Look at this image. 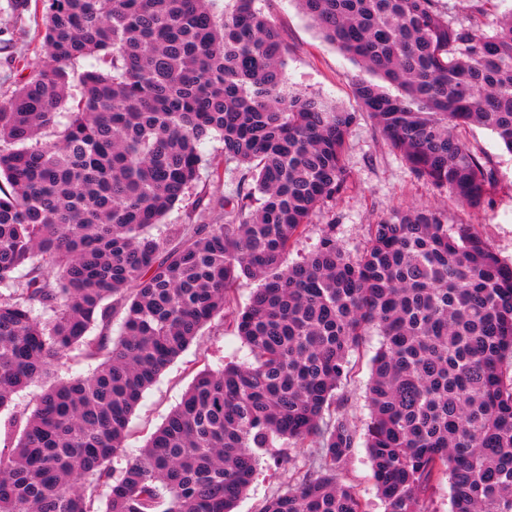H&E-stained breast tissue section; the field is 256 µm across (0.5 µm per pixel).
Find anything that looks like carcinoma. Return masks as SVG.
Returning a JSON list of instances; mask_svg holds the SVG:
<instances>
[{"mask_svg":"<svg viewBox=\"0 0 512 512\" xmlns=\"http://www.w3.org/2000/svg\"><path fill=\"white\" fill-rule=\"evenodd\" d=\"M298 2L387 83L354 94L414 174L484 206L493 172L461 130L512 153V8L491 20L492 0H468L458 21L438 0ZM43 5L47 60L0 101V412L75 350L99 364L5 421L21 433L0 448V512H232L278 443L318 452L275 457L293 483L264 512H368L336 482L360 438L387 512H439L445 481L448 512H512V264L418 206L370 225L356 257L330 224L287 261L351 188L358 113L288 90L286 45L255 0L222 19L210 0ZM213 134L242 170L236 205L203 193L188 223L153 233ZM242 278L260 288L235 311ZM226 309L252 361L198 372L116 471L144 390ZM373 328L360 435L336 390Z\"/></svg>","mask_w":512,"mask_h":512,"instance_id":"obj_1","label":"carcinoma"}]
</instances>
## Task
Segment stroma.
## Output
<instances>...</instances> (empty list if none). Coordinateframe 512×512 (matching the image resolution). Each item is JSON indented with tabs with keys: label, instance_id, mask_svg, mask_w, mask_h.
I'll list each match as a JSON object with an SVG mask.
<instances>
[{
	"label": "stroma",
	"instance_id": "stroma-1",
	"mask_svg": "<svg viewBox=\"0 0 512 512\" xmlns=\"http://www.w3.org/2000/svg\"><path fill=\"white\" fill-rule=\"evenodd\" d=\"M256 7L278 28L288 46L284 73L290 88L359 113L344 152L352 188L315 211L303 237L290 252V260H298L312 249L331 224L335 225L336 237L347 251L359 253L368 240L371 224L394 210L422 205L438 209L449 223L476 225L489 248L503 261L512 262V153L499 144L490 130L474 126L463 134L467 144L488 160L495 178L489 205L473 209L458 203L446 189L417 179L405 160L384 143L370 115L359 112L354 96L353 83L364 75V68L325 41L296 0H256ZM45 56L42 0H28L27 8L19 14L9 10L7 0H0V101L10 98L22 72L40 68ZM221 151L219 137L211 136L202 142L200 184L209 195L230 201L237 193L239 171L235 163L223 160ZM380 341L377 334L367 336L354 356L355 367L350 378L338 390L343 411L360 428L370 414L366 392L371 359ZM249 359V350L237 336L230 317L214 318L144 391L129 422L127 454L114 459L113 467L123 469L129 459L139 456L147 438L179 404L199 370L216 371L225 363H243ZM95 366V361L71 353L45 380L20 391L15 402L19 409L33 410L36 396L48 385L88 374ZM336 479L354 485L370 512H385L366 448H356ZM291 481L290 473L276 466L273 455L263 456L234 512H263L267 499Z\"/></svg>",
	"mask_w": 512,
	"mask_h": 512
}]
</instances>
